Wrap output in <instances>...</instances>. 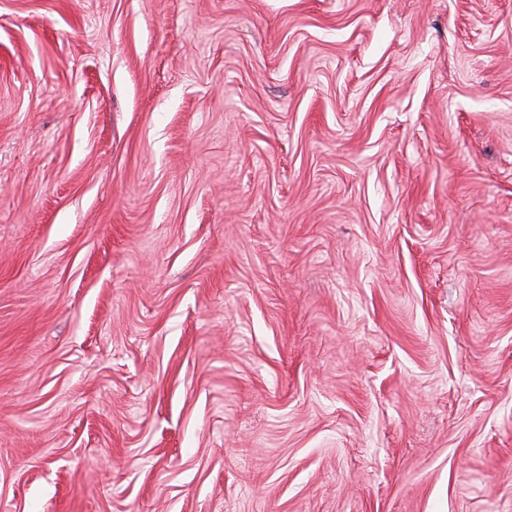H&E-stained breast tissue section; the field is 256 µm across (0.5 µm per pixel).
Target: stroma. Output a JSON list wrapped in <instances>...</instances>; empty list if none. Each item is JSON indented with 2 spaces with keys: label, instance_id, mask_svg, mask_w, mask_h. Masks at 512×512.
<instances>
[{
  "label": "stroma",
  "instance_id": "stroma-1",
  "mask_svg": "<svg viewBox=\"0 0 512 512\" xmlns=\"http://www.w3.org/2000/svg\"><path fill=\"white\" fill-rule=\"evenodd\" d=\"M0 512H512V0H0Z\"/></svg>",
  "mask_w": 512,
  "mask_h": 512
}]
</instances>
